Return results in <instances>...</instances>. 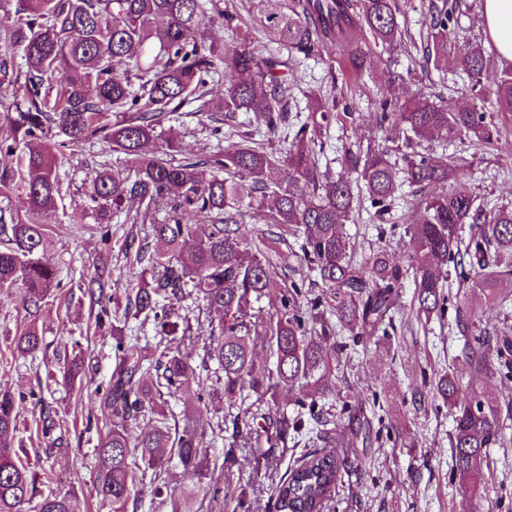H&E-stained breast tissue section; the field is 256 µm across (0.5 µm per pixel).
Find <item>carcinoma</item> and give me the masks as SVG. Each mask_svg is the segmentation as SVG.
I'll list each match as a JSON object with an SVG mask.
<instances>
[{"instance_id": "cac0c4a2", "label": "carcinoma", "mask_w": 512, "mask_h": 512, "mask_svg": "<svg viewBox=\"0 0 512 512\" xmlns=\"http://www.w3.org/2000/svg\"><path fill=\"white\" fill-rule=\"evenodd\" d=\"M452 11L448 0L432 4L424 47L429 61L448 62ZM203 13L201 0H25L23 13L0 24V105L8 102L16 111L0 134V193L19 185L28 202L24 217L9 223L0 218V295L23 290V307L34 315L52 289L62 287L58 268L46 257V242L61 193L55 157L68 147L100 137L129 163L127 169L97 171L90 180L88 196L100 217L95 230L104 250H112L110 212L124 202H138L135 214L127 215L130 223H150L148 234L141 240L132 235L125 251L130 264H147L138 287L121 297L108 294L104 266L78 285L98 305L95 329L112 332L113 340L111 378L96 388L99 409L109 417L94 448L91 495L99 509L128 512L142 501L146 478L157 477L173 459L209 482L155 486L153 498L171 512H200L203 500L221 493L225 507L235 506L232 512L243 508L238 451L274 448L287 442L289 431L303 428L300 417L280 405L284 391L314 418L323 415L318 401L336 395V367L324 341L338 327L356 343L380 327L389 334L409 275L419 314L442 317L448 305L455 307L469 394L458 398L460 380L452 373L439 375L433 390L453 410L452 470L479 493L488 448L504 444L502 410L486 386L502 368L512 374V341L473 334L479 315L452 292L450 279L460 287L472 279L489 302L501 300V282L512 279V205L486 213L472 196L447 190L454 160L431 152L409 156L400 169L386 147L346 148L343 157L355 179L320 177L313 132L336 107L321 100L309 105L311 122L297 128L280 158L243 140L207 159L177 160L180 147L158 133L161 121L194 100L203 112H252L276 136L288 112V59L320 56L331 47L360 68L358 32L388 45L401 40L396 0H292L286 11L268 0L259 23L288 51L285 60L259 58L241 45L216 51L197 39ZM493 65L494 55L477 42L464 43L454 57L478 98ZM119 68L134 73L138 83L118 78ZM222 68L237 77L224 85L222 96L211 98L209 84ZM59 71L68 79L56 88L52 81ZM496 99L501 111L512 112L511 72L499 78ZM372 117L407 141L464 135L488 143L495 133L477 106L455 110L423 94L403 103L385 99ZM55 127L65 140L51 138ZM284 167L289 180L311 186V197L283 185ZM358 183L382 222L403 186L417 199V219L403 225L407 265L384 245L362 262L351 259L342 227L355 208ZM248 191L266 202L275 223L301 233L300 258L316 267L322 294L309 299L295 284L273 287V264L240 233L236 205ZM162 198L170 200V213L155 223L150 211ZM185 214L197 223H184ZM193 298L203 303L206 321H187L180 329L171 321L174 306ZM265 298L275 299L267 310L260 306ZM132 320L152 323L161 340L179 329L189 337L206 333L200 363L161 342L148 357L139 337L125 335ZM42 345L34 323L11 342L12 353L21 356ZM192 383L197 404L183 411L182 427L172 429L168 398ZM26 399L44 414L42 385L18 397L0 391V512H82L71 492L44 490L46 472L23 461L14 446L17 401ZM215 399L229 401L216 423L209 408ZM217 438L224 440V456L216 470L210 457ZM336 438L321 430L307 439L274 487L269 512H325L350 466L335 450Z\"/></svg>"}]
</instances>
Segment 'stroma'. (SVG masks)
<instances>
[{"instance_id":"35a3bbf8","label":"stroma","mask_w":512,"mask_h":512,"mask_svg":"<svg viewBox=\"0 0 512 512\" xmlns=\"http://www.w3.org/2000/svg\"><path fill=\"white\" fill-rule=\"evenodd\" d=\"M431 0H398L397 19L402 40L394 45L377 42L364 35V65L351 73L345 61L333 52L310 59L300 58L288 72L294 88L298 120H306L308 97L313 93L336 99L334 117L320 128L318 139L323 149L317 154L320 172L329 178L349 175L342 161L344 147H367L392 140L397 154L413 153V145L397 139L393 130L381 128L370 115L384 97L409 98L423 92L435 100L455 107L472 104L467 75L457 69H442L428 63L422 46L429 32ZM222 9L237 16L236 27L224 29L213 13H206L200 25L206 37L232 45L246 41L258 56L279 53L260 26L257 17L260 0H221ZM483 0H457L448 24L457 34L449 43L456 52L458 43L477 41L485 48L493 43L481 23ZM489 112L496 128L492 144L475 145L469 140L433 142L436 153L453 156L458 168L449 188L466 192L477 204L490 208L512 201V113L498 111L493 95L479 102ZM164 135L177 141L183 152L204 159L239 142L248 135L273 154L285 152V137H270L261 118L243 112L229 117L221 112L203 114L197 103L185 104L163 123ZM123 154L110 143L90 139L65 150L56 159V174L62 197L55 218L49 224L46 252L58 267L64 287L54 299L29 318L20 297H0V388L19 394L36 387L47 373H55L46 402L52 418L67 425L62 445H45L36 436L30 404L19 408L20 433L24 448L30 449L32 464L48 470L54 488L75 492L84 512H97L90 496L93 484L94 444L85 440V416L97 406V383L112 372V337L87 332L90 307L72 298L69 288L93 273L96 265L106 264L111 272V288L117 294L137 287L142 268L126 262L122 249L131 231L124 212L111 216L112 250L101 252L94 232L96 220L87 205L86 190L94 170L106 166L123 168ZM242 232L256 245L276 255L274 277L277 285L298 283L311 293H319L322 282L310 265L293 256L298 245L287 225L274 223L269 210L251 203L243 205ZM369 201H362L344 231L356 260L368 258L379 245H387L397 259H404L408 238L403 231L381 232L370 218ZM414 286L405 280L401 307L396 315L397 335L383 338L376 334L358 346L341 350V337L330 338L325 349L336 366V394L323 399L325 411L333 414L336 427L344 431L349 443L347 454L352 464L344 473L338 493L327 512H512V446L492 448L486 473L487 489L473 495L466 478L451 472L449 435L453 420L448 410H435L432 383L439 374L457 366L463 340L449 334L438 320L420 321L412 308ZM461 297L480 316L478 331L493 337L512 339V301L488 303L482 289L467 286ZM35 320L44 338L41 351L26 357L13 356L10 343L17 329ZM81 339L85 373L75 382L57 375L56 357L63 353L70 336ZM363 404L371 428L390 426L387 437L365 444L357 425L342 412L343 401ZM294 448L273 449L262 460L257 479L245 487L248 512H265L272 488L284 474Z\"/></svg>"}]
</instances>
